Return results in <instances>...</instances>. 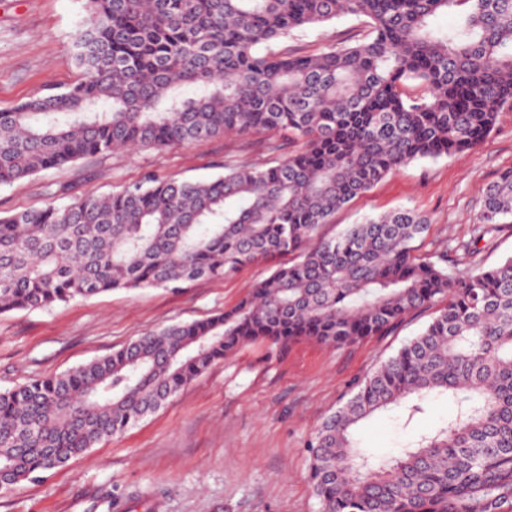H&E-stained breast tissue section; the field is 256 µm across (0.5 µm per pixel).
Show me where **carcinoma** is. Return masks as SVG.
<instances>
[{
	"label": "carcinoma",
	"mask_w": 512,
	"mask_h": 512,
	"mask_svg": "<svg viewBox=\"0 0 512 512\" xmlns=\"http://www.w3.org/2000/svg\"><path fill=\"white\" fill-rule=\"evenodd\" d=\"M77 80L0 108V186L116 149L226 134L303 141L270 166L148 178L0 217V315L114 290L181 289L291 259L232 309L0 391V493L85 456L158 412L248 342L380 336L437 302L427 326L365 377L309 442L320 512H502L512 505V257L460 272L512 217V170L467 241L421 258L429 224L398 208L322 227L391 171L467 152L512 105V0H84ZM459 9L447 30L432 19ZM365 18L368 37L315 56L263 51L297 29ZM412 82L420 93L408 95ZM443 397L454 413L394 457L354 430Z\"/></svg>",
	"instance_id": "carcinoma-1"
}]
</instances>
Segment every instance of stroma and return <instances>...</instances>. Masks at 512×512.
Masks as SVG:
<instances>
[{"label": "stroma", "mask_w": 512, "mask_h": 512, "mask_svg": "<svg viewBox=\"0 0 512 512\" xmlns=\"http://www.w3.org/2000/svg\"><path fill=\"white\" fill-rule=\"evenodd\" d=\"M84 21L82 0H0V107L20 103L45 85L76 80L72 46ZM365 32L363 19L343 16L295 32L274 47L312 55ZM286 141L284 133L260 132L165 150L98 154L0 186V216L44 207L49 190L61 186L99 198L149 175L210 178L228 164L271 161L274 155L263 144ZM509 169L507 108L475 149L393 171L336 212L322 232L333 237L364 216L407 206L430 224L415 242L418 254L441 251L448 241L468 239L487 187ZM511 256L512 223L502 224L460 267L493 266ZM274 267L261 261L178 291L118 290L0 315V391L75 369L160 327L222 312ZM433 314L430 308L413 311L385 335L342 347L310 340L284 349L265 341L245 344L123 435L0 495V512H320L309 480L308 439L355 383L418 334ZM453 412L438 398L408 425L399 412L379 414L361 423L357 439L376 454L393 456Z\"/></svg>", "instance_id": "1"}]
</instances>
